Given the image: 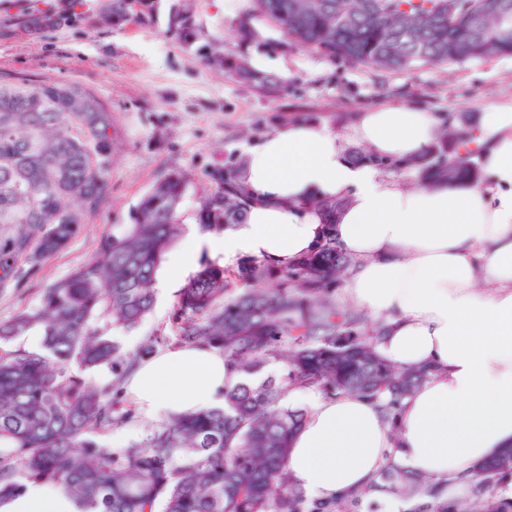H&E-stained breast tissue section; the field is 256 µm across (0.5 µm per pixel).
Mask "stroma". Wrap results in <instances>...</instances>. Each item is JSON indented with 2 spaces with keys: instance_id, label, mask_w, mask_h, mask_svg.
Instances as JSON below:
<instances>
[{
  "instance_id": "obj_1",
  "label": "stroma",
  "mask_w": 512,
  "mask_h": 512,
  "mask_svg": "<svg viewBox=\"0 0 512 512\" xmlns=\"http://www.w3.org/2000/svg\"><path fill=\"white\" fill-rule=\"evenodd\" d=\"M253 10V0H239L230 16L224 0H196L197 21L250 64L286 78L287 93L262 95L209 69L167 33L164 21L121 28L106 23V0H0V80L88 85L112 111L114 141L106 206L20 288L0 290V319L36 305L43 288L94 256L106 236L119 234L132 207L167 171L190 175L182 211L191 215L212 169L229 154L242 153L245 141L272 132L280 118L308 113L334 121L399 101L461 125L485 105L512 99V56L381 71L300 47L263 21L255 24L256 41L239 42L238 19ZM29 13L65 22L27 31L20 22ZM176 293L173 287L158 292L146 321L117 333L123 349H134L167 324Z\"/></svg>"
}]
</instances>
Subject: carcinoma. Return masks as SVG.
I'll list each match as a JSON object with an SVG mask.
<instances>
[{
    "label": "carcinoma",
    "instance_id": "1",
    "mask_svg": "<svg viewBox=\"0 0 512 512\" xmlns=\"http://www.w3.org/2000/svg\"><path fill=\"white\" fill-rule=\"evenodd\" d=\"M292 0H254L257 16L299 45L382 71L466 62L485 57L481 44L450 51L473 26L484 40L501 38L498 0H308V15L294 18ZM158 0H110L115 24L154 19ZM413 23L422 40L395 51L390 36ZM167 32L209 68L265 95L288 83L250 68L224 51L201 25L167 17ZM462 130L442 122L432 144L403 164L350 152L356 162L395 174L414 170L418 182L478 181V151ZM112 112L79 82L0 81V284L24 261L34 268L58 254L82 219L107 201L112 170ZM201 189L193 220L203 232L241 223L251 204L242 165L214 168ZM191 184L172 169L132 208L131 223L106 237L97 256L43 289L38 303L0 320V501L28 486L54 485L80 512H340L347 499L309 501L288 478V455L306 412L283 404L291 385L325 395L355 394L396 412L401 400L429 376L426 367L398 370L378 350L385 327L366 314L336 305V290L353 259L333 235L340 203L310 201L324 230L308 254L284 268L245 258L237 270L203 260L176 295L168 324L125 351L112 331L139 327L155 303V277L178 240L180 209ZM41 337L38 349L11 348L23 336ZM195 346L224 354L242 380L224 390V406L181 414L148 427L146 438L116 451L99 437L136 418L123 402L122 384L139 361L160 347ZM279 366L276 375L269 365ZM112 369L98 380L93 373ZM491 493L465 512H512V447L474 468ZM382 481L430 503L414 512H460L443 488L408 473L395 461Z\"/></svg>",
    "mask_w": 512,
    "mask_h": 512
}]
</instances>
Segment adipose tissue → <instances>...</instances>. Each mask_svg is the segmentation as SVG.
I'll return each instance as SVG.
<instances>
[{"label":"adipose tissue","mask_w":512,"mask_h":512,"mask_svg":"<svg viewBox=\"0 0 512 512\" xmlns=\"http://www.w3.org/2000/svg\"><path fill=\"white\" fill-rule=\"evenodd\" d=\"M439 120L400 102L355 113L349 123L292 121L246 146L243 178L258 203L219 234L189 232L166 254L157 289L205 257L236 266L255 257L285 268L321 234L309 199H336V241L354 260L345 302L384 321L382 355L431 376L387 419L370 400L292 388L306 411L288 457L294 486L335 500L373 485L388 460L468 491L474 468L512 445V101L481 110L467 132L484 174L475 184L414 186L349 159L355 141L406 159L425 151ZM237 380L216 350L176 347L141 361L126 393L138 413L170 415L222 405ZM0 512H78L56 487L34 485Z\"/></svg>","instance_id":"obj_1"}]
</instances>
